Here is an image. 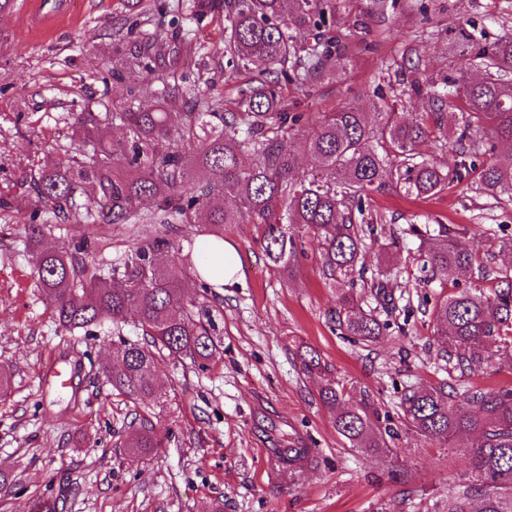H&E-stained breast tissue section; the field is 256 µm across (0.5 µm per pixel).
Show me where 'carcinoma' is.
I'll return each mask as SVG.
<instances>
[{"label": "carcinoma", "instance_id": "obj_1", "mask_svg": "<svg viewBox=\"0 0 512 512\" xmlns=\"http://www.w3.org/2000/svg\"><path fill=\"white\" fill-rule=\"evenodd\" d=\"M336 4L333 0H233L224 20L229 23L231 58L259 61L265 70L258 85L241 95L235 109L202 89L191 93L192 112H167L160 105L135 102L121 112L98 102L72 116L73 136L93 152L82 159L66 157L32 177L43 213L57 224H194L206 212L211 233L219 238L226 224H254L263 251L273 266L293 270L298 240L307 235L320 248L326 279L340 286L334 324L341 334L372 343L385 335L388 321L378 309L389 310L391 293L381 273L370 284L377 306L365 310L353 293V272L363 259L366 240L374 235V221L364 218L369 193L401 187L427 196L440 192L450 179L448 171L427 161L419 150L431 134L448 135V125L459 127L455 145L472 156L494 151L496 143H512V33L482 46L461 29L454 43L469 51L485 76L465 85L462 105L451 112L448 85L412 80L408 93L428 98L430 112L406 121L399 113L382 112L371 126L362 112L340 109L323 112L308 141L319 166L299 170L293 132L308 121L303 113L289 112L278 100L274 86L280 79L301 85L320 81L341 64L332 36ZM304 32L313 42L296 45L294 34ZM118 125L123 138L108 140L104 129ZM480 190L490 195L512 193V165L488 162L474 169ZM202 179L197 191L193 184ZM91 195V209L82 197ZM222 205H211V197ZM151 200L154 210H142ZM50 222L33 213L26 225L28 247L39 288L49 300L56 322L66 329L88 330L112 322V358L103 372L112 391L133 401L154 394V372L165 359L189 358L202 365L217 347L215 326L200 298L210 285L190 295L184 271L175 257L167 264L159 255L171 253L172 243L157 236L137 244L119 263L105 270L88 263L84 243L63 241L44 245ZM406 234L420 244L437 241L421 254L422 269L432 279L452 277L498 281L492 295L470 288L437 302L433 308L442 346L439 358L465 374L485 361L477 352L497 336L512 338V277L476 260L459 249L454 230L437 225H409ZM141 339L122 338L130 312ZM306 373L326 368L314 350L300 354ZM320 403L335 413L336 432L351 447L367 455L392 451L401 433L427 440L448 441L460 435L481 437L467 449L471 477L448 486L433 512H512V387L483 391L442 382L408 389L399 412L382 413L366 395L356 404L327 383L318 390ZM131 455H152L164 447L147 419L123 440ZM279 461L302 469L312 460L311 448H277Z\"/></svg>", "mask_w": 512, "mask_h": 512}]
</instances>
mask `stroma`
<instances>
[{"mask_svg": "<svg viewBox=\"0 0 512 512\" xmlns=\"http://www.w3.org/2000/svg\"><path fill=\"white\" fill-rule=\"evenodd\" d=\"M14 0L0 12V512H32L35 500L56 512H203L219 498L224 512H425L450 482L468 477L464 448L474 436L447 444L414 434L392 453L366 456L334 427L317 399L325 381L350 402L370 393L379 409L395 410L409 386L464 381L485 390L512 386V351L488 342L482 372L437 368L435 303L456 294L454 280H428L411 224H446L455 242L495 253L512 271V194L490 197L455 146L426 139L423 157L453 173L440 193L418 198L401 189L370 193L366 211L380 217L364 254L366 272L384 269L398 308L386 336L359 344L331 319L336 290L320 269L315 242L293 272L270 265L251 224H228L223 238L243 269L232 287L205 301L219 345L204 365L162 362L157 394L137 402L114 394L101 371L112 353V329L72 335L54 323L37 286L24 224L37 198L31 172L53 165L70 148L73 113L94 101L111 111L127 104V85L113 71L135 68L139 99L154 103L162 81L183 73L232 104L258 76V66L232 67L224 54V0L197 14L194 0ZM169 36L160 52L144 51L156 27ZM488 45L512 33V0H336L333 34L347 60L312 86L279 82L288 111L314 118L350 108L397 110L405 119L428 111L427 100L404 93L412 79L439 83L483 71L453 51L456 30ZM207 224H115L53 227L52 240L89 237L92 263L110 268L133 245L163 235L178 248L189 277L198 270L197 243ZM308 346L327 376L304 374L298 352ZM57 366L67 387L46 377ZM150 419L164 439L159 454L132 456L119 446L135 416ZM313 448L311 467L292 470L278 448Z\"/></svg>", "mask_w": 512, "mask_h": 512, "instance_id": "stroma-1", "label": "stroma"}]
</instances>
